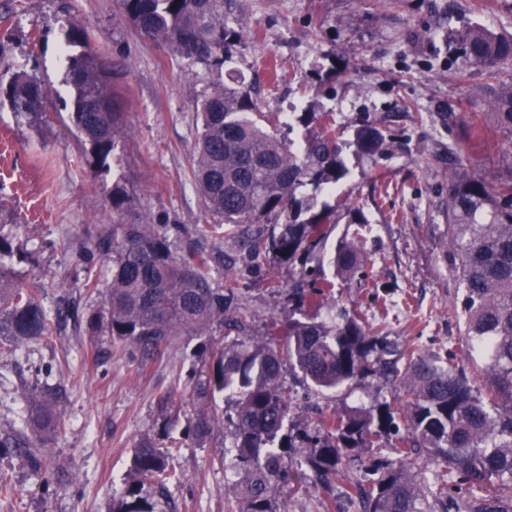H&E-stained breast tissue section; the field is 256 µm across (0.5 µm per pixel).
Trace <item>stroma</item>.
<instances>
[{"label": "stroma", "mask_w": 512, "mask_h": 512, "mask_svg": "<svg viewBox=\"0 0 512 512\" xmlns=\"http://www.w3.org/2000/svg\"><path fill=\"white\" fill-rule=\"evenodd\" d=\"M224 20L251 27L218 75L250 84L270 126L282 127L286 112H303L315 101L335 113L344 140L367 113L405 142L376 163L345 148L349 173L325 199L361 207L370 225L363 240L367 261L347 280L324 266L325 276L336 280L335 294L316 320L331 322L340 310L360 308L366 324L390 340L432 353L454 351L467 374L478 377L484 361L467 356L462 291L448 256V147L478 124L479 140L464 162L487 182L512 179V130L485 106L488 84H512V64L454 79L448 36L474 23L512 33V0H230ZM74 24L107 67L124 114L110 166L95 174L69 119L72 90L58 62L64 51H80L65 44ZM334 66L347 68L345 80L330 79ZM18 69L49 82L55 93L45 106L48 121L35 127L16 123L0 99V199L13 214L12 234L29 254L0 264L19 282L41 277L48 309L65 295L76 311L64 313L63 330L47 341L21 345L0 337V435L18 421L26 393L58 383L66 389L64 429L44 445L49 471L27 466L22 449L0 453V474L12 484L10 494L0 496V512H108L124 489L130 450L143 437L168 451V467L180 476L169 486L179 512H224L220 459L232 426L221 424L201 441L187 422L193 405L184 386L199 338L177 337L162 360L139 372L129 350L105 336L90 341L81 316L102 298L88 296L76 279L80 248L112 222L117 183L128 194L127 222L149 215L169 225L175 250L195 245L223 254V265L211 270L213 284L237 282L248 335H260L269 318L286 317L297 267L254 268L237 243L215 239L190 173L201 130L196 101L218 75L139 35L118 0H0V76ZM383 181L389 196L379 207L373 198ZM61 238L70 248L55 247ZM376 290L386 293L387 304L374 300ZM285 378L298 431L315 411L368 407L396 393L375 377L328 395L294 373ZM366 477L362 465H342L331 492L309 480L286 508L318 512L327 498L330 512H361L346 490Z\"/></svg>", "instance_id": "obj_1"}]
</instances>
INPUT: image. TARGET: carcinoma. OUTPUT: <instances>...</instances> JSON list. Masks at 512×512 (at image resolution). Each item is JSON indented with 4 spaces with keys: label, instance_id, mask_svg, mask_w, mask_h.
<instances>
[{
    "label": "carcinoma",
    "instance_id": "carcinoma-1",
    "mask_svg": "<svg viewBox=\"0 0 512 512\" xmlns=\"http://www.w3.org/2000/svg\"><path fill=\"white\" fill-rule=\"evenodd\" d=\"M126 20L142 35L181 58L221 72L242 38L243 24L224 23V0H119ZM83 50L67 56L66 83L73 94L70 120L89 146L91 173L108 166L120 137L122 113L109 86V73L84 34L70 29ZM448 50L455 76L471 68L493 73L512 61V34L480 25L455 32ZM16 122L43 119L48 86L24 70L0 79ZM488 105L499 124L512 127V85L491 87ZM201 117L191 162L210 232L245 236L251 262H301L310 288H293V312L283 325L271 321L264 336H241L246 317L238 309L239 288L228 281L213 287V257L200 249L172 250L168 225L146 215L123 221L126 193L112 187V224L81 256L82 288L99 292L96 263H112L102 307L85 320L95 338L107 335L138 356L140 370L162 357L177 336L203 338L187 390L195 404L190 420L201 441L223 421L218 401L232 402L234 451L230 469L236 490L224 498V512H286L284 495L305 488L308 472L329 481L352 453L380 447L386 432L403 422L406 435L396 458L372 466L369 478L350 487L364 512H512V181L491 185L463 162L461 144L448 147V251L452 272L463 288L464 333L485 359L480 389L471 383L457 356L427 353L413 343L398 345L366 325L357 312L331 323L310 311L322 307L335 284L306 261L327 254V225L340 222L336 206L321 200L349 173L341 131L331 112L311 104L298 122L310 128L304 146L291 150L262 124L251 90L221 80L197 101ZM360 156L382 159L401 149V139L382 120L364 116L353 130ZM0 203V257L14 253L3 233ZM364 262L355 241L340 240L331 257L338 276H353ZM44 283L34 277L17 283L0 266V336L20 344L50 338L57 317L39 299ZM290 368L318 390H336L376 375L403 388L369 408L333 411L309 422L299 435L289 432L293 405L283 381ZM61 386L28 395L23 426L0 438V448H24L27 461L42 466L43 435L57 434ZM124 491L109 512H168L167 453L151 439L138 440ZM444 464L448 478L430 479L416 470L413 456Z\"/></svg>",
    "mask_w": 512,
    "mask_h": 512
}]
</instances>
